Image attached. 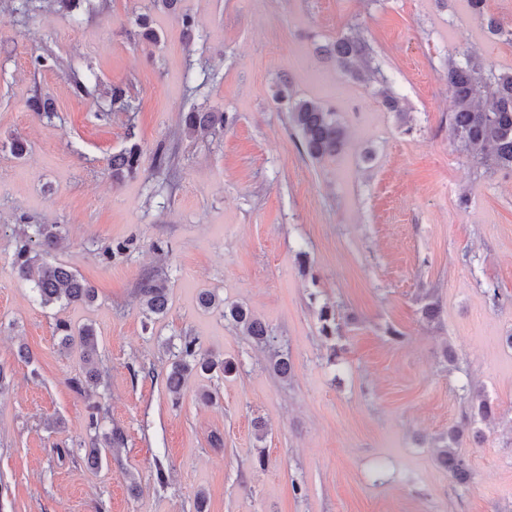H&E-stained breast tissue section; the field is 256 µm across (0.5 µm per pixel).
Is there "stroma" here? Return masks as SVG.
Returning <instances> with one entry per match:
<instances>
[{
    "mask_svg": "<svg viewBox=\"0 0 512 512\" xmlns=\"http://www.w3.org/2000/svg\"><path fill=\"white\" fill-rule=\"evenodd\" d=\"M34 4L0 6V512H196L201 493L207 512H512V172L455 149L445 78L461 48L512 71V42L489 36L467 0H179L174 14L107 0L77 24ZM144 13L157 41L138 34ZM183 13L196 21L188 42ZM352 28L408 121L384 109L378 83L316 54ZM35 54L52 66L34 69ZM115 86L131 110L112 109ZM282 87L338 112V155L303 152ZM37 96L52 117L30 111ZM212 110L234 124L182 134L184 113ZM133 141L138 175L113 178V154ZM160 144L174 170L156 167ZM38 224L59 225L50 260L95 287L93 304L42 306L14 273L17 242ZM154 274L167 276L169 302L150 321L138 285ZM205 291L272 327L291 376L202 308ZM432 300L436 322L421 315ZM326 302L339 314L331 342L319 333ZM62 320L97 334L93 398L69 386L84 361L61 349ZM186 336L237 369L192 374L175 399L164 378ZM468 383L498 418L482 442L463 439L464 489L435 444L465 412ZM113 427L124 448L88 468Z\"/></svg>",
    "mask_w": 512,
    "mask_h": 512,
    "instance_id": "stroma-1",
    "label": "stroma"
}]
</instances>
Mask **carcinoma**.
<instances>
[{"mask_svg": "<svg viewBox=\"0 0 512 512\" xmlns=\"http://www.w3.org/2000/svg\"><path fill=\"white\" fill-rule=\"evenodd\" d=\"M472 12L483 22L492 36L505 37L512 41V31L503 30L498 22L484 12L485 0H468ZM321 52L351 76L361 79L367 75L382 85L381 104L390 112L406 115L404 99L395 94L379 66L373 63L368 41L354 30L323 46ZM448 91L453 109L448 123L456 150L475 164L489 170L512 172V72H498L484 65L467 50L456 51L448 56ZM277 100L287 102L288 119L301 137V147L312 159L321 161L338 154L345 146V132L337 113L333 109L312 100H292L287 89H281ZM234 117L227 112H187L182 116V134L190 137H206L232 124ZM141 148L133 143L130 147L112 156V175L134 176L140 168ZM60 240L59 226L37 224L33 235H28L19 246L14 272L23 279L34 278L33 291L43 305L57 302L66 304H91L95 301V289L89 286L72 270L54 265L45 257ZM139 294L144 302L146 318L163 315L168 307L167 279L154 275L140 282ZM201 305L206 308H222L224 320L249 336L253 342L272 352L274 367L283 377L290 375L292 364L288 351L278 345L273 330L241 304L225 305L216 300V295L204 292ZM320 334L330 340L336 336V307L324 303L319 310ZM57 331L61 336V348L67 349L77 343L86 358V371L82 378L70 380L71 388L78 394L100 383V372L94 365L97 356L96 333L91 326L73 330L70 324L59 322ZM170 372L166 376V387L174 395L180 394L184 380L192 372L211 374L232 373L233 363L205 355L199 351L196 340L184 337L174 354ZM468 412L462 422L448 430V436L439 439L436 445V461L448 470L456 485L467 487L472 483L473 472L468 458L461 449L464 431L480 438L483 432L477 424L496 416V409L484 391L474 385L463 388ZM105 444L91 448L87 461L95 468L102 465L103 458L115 448L125 445L123 431L114 427L103 434Z\"/></svg>", "mask_w": 512, "mask_h": 512, "instance_id": "carcinoma-1", "label": "carcinoma"}]
</instances>
